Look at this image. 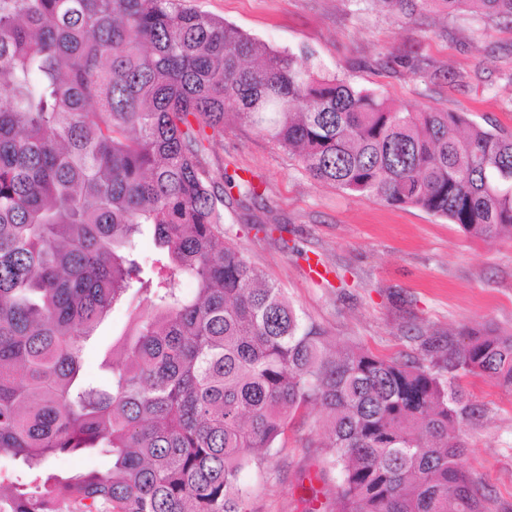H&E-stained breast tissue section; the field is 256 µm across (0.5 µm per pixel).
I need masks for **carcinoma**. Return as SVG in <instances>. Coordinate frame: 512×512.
<instances>
[{"label": "carcinoma", "mask_w": 512, "mask_h": 512, "mask_svg": "<svg viewBox=\"0 0 512 512\" xmlns=\"http://www.w3.org/2000/svg\"><path fill=\"white\" fill-rule=\"evenodd\" d=\"M371 2L512 19V0ZM228 101L317 181L512 236L501 127L395 108L183 0H0V460L30 475L0 484V512H245L256 449L316 406L340 474L320 512H485L461 433L484 409L461 383L512 389V334L423 336L421 362L329 353L224 240V199L257 197L206 159ZM127 297L146 307L101 388L85 342ZM92 451L110 467L47 470Z\"/></svg>", "instance_id": "cac0c4a2"}]
</instances>
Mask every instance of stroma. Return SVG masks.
<instances>
[{
  "label": "stroma",
  "mask_w": 512,
  "mask_h": 512,
  "mask_svg": "<svg viewBox=\"0 0 512 512\" xmlns=\"http://www.w3.org/2000/svg\"><path fill=\"white\" fill-rule=\"evenodd\" d=\"M268 46L314 54L325 72L394 106L464 112L483 125L512 130V22L467 8L455 18L429 12L399 21L367 0H186ZM429 71L400 64L407 49ZM213 169L257 186L259 200L224 206V231L249 261L282 289L331 341L384 357L419 360L420 339L492 325L512 333V237L488 244L415 208L353 196L312 179L298 159L250 126L229 121L211 147ZM321 261L326 278L309 274ZM132 324L117 304L86 343L83 373L112 383L103 359ZM484 417L461 428L466 464L484 487L487 512H512V391L464 380ZM324 409L290 426L264 469L246 470L250 512H308L309 474L324 468Z\"/></svg>",
  "instance_id": "1"
}]
</instances>
